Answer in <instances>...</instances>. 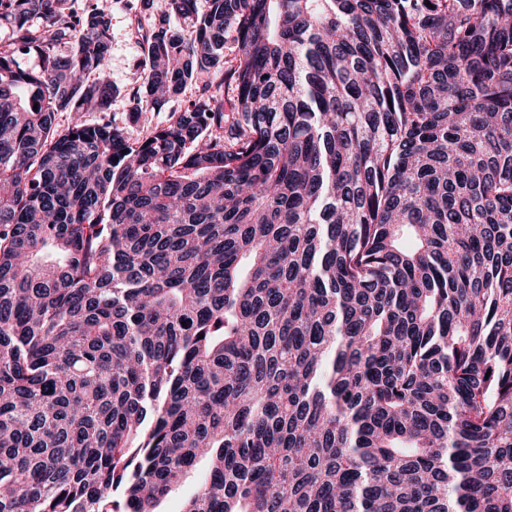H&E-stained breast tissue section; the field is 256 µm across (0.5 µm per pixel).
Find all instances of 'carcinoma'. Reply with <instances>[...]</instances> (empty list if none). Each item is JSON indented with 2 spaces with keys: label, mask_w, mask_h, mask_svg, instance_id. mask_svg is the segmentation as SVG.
<instances>
[{
  "label": "carcinoma",
  "mask_w": 512,
  "mask_h": 512,
  "mask_svg": "<svg viewBox=\"0 0 512 512\" xmlns=\"http://www.w3.org/2000/svg\"><path fill=\"white\" fill-rule=\"evenodd\" d=\"M75 2L0 0V512H512V0H162L147 139ZM196 490V479L189 477L183 485L178 488L174 493L166 497L157 507L158 511L163 512H176L179 510L183 499L189 497Z\"/></svg>",
  "instance_id": "cac0c4a2"
}]
</instances>
